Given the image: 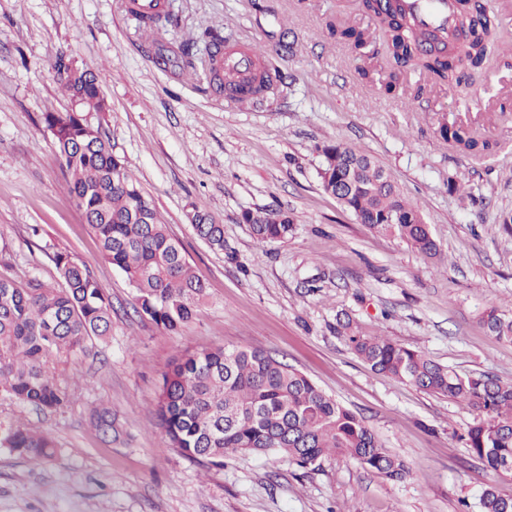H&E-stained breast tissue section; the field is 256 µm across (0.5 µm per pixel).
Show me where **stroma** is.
I'll return each mask as SVG.
<instances>
[{"mask_svg":"<svg viewBox=\"0 0 512 512\" xmlns=\"http://www.w3.org/2000/svg\"><path fill=\"white\" fill-rule=\"evenodd\" d=\"M174 24L146 41L127 0H0V278L60 286L68 252L112 298V330L59 374L79 380L71 405L43 412L0 400L56 443L31 466L0 451V512H481L487 486L512 497L462 439L478 411L379 374L334 332L351 317L461 373L512 383V343L481 325L512 308V69L466 90L429 87L420 101L381 88L385 53L356 55L327 23L372 28L359 0H165ZM208 28L261 53L282 82L241 106L184 70L178 47ZM91 69L109 104L99 121L204 282L197 317L171 333L133 309L122 272L103 258L66 189L47 112L69 106L59 54ZM369 78H362V71ZM495 141L483 157L442 140L441 124ZM370 155L422 213L442 249L426 260L372 232L320 186L324 145ZM224 226L211 249L186 213ZM294 221L284 241L258 243L249 211ZM257 347L310 378L362 418L410 475L389 481L333 456L302 469L275 455L200 464L166 447L154 410L169 363L185 350ZM111 408L124 435L105 441L89 420Z\"/></svg>","mask_w":512,"mask_h":512,"instance_id":"35a3bbf8","label":"stroma"}]
</instances>
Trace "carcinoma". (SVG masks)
<instances>
[{"mask_svg":"<svg viewBox=\"0 0 512 512\" xmlns=\"http://www.w3.org/2000/svg\"><path fill=\"white\" fill-rule=\"evenodd\" d=\"M161 0H148L135 15L143 31L154 37L161 26ZM365 9L374 13L375 32L386 36L387 53L409 66L417 43L436 49L432 62L414 68L433 85L466 84L471 73L484 68L490 57H501L498 24L481 0H455L461 32L448 42L417 26L403 4L392 13L373 0ZM336 36L358 51L372 43V33L356 26L339 27ZM208 46L209 87L224 90V69L218 57L224 34L204 30ZM58 83L76 104L74 112H47L63 167L71 176L69 193L83 210L102 256L120 269L134 291L137 313L174 332L191 321L206 300V288L185 257L180 243L168 232L153 200L131 175L125 160L112 153L101 125L89 120L107 105L97 79L69 57L54 64ZM253 94L268 95L279 76L261 69L253 77ZM441 138L468 154L483 155L493 144L474 137L463 126L439 128ZM321 186L346 193L342 206L370 229L389 234L425 259L439 254L430 225L409 204L390 175L368 154L350 146L322 148ZM196 235L211 248L224 250L223 225L192 206L188 215ZM244 220L259 243L283 241L292 234L293 220L284 212H248ZM53 261L63 283L47 287L37 280L22 286L0 278V398L57 411L71 402V393L57 379V367L93 342L108 336L112 300L90 269L71 255L57 252ZM484 324L499 341L512 343V310L492 309ZM336 335L372 370L384 373L429 394L446 397L484 414L467 430L466 445L488 468L512 476V384L495 378L462 375L420 352L386 337L361 333L351 320L337 321ZM167 446L193 459L221 464L240 453H279L300 468H309L331 455L348 456L384 479L400 481L410 475L407 463L384 448L363 420L322 391L306 375L257 348L215 347L186 350L162 378L154 411ZM104 437L119 440L123 430L106 406L90 413ZM0 450L46 463L55 443L46 433L22 421L0 422ZM482 512H512V498L493 487L484 490Z\"/></svg>","mask_w":512,"mask_h":512,"instance_id":"obj_1","label":"carcinoma"}]
</instances>
